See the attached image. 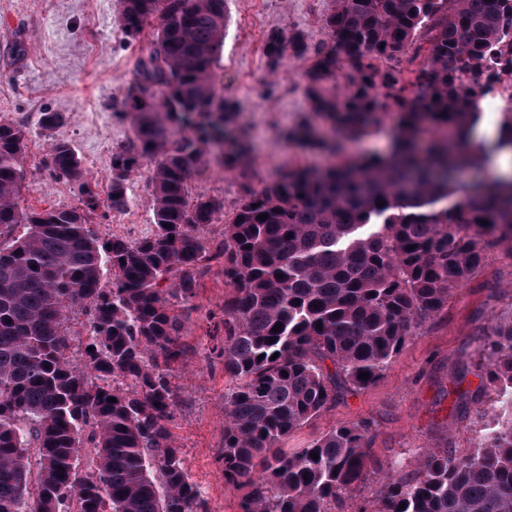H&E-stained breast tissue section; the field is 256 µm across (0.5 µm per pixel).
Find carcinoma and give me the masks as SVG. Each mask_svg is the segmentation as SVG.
I'll list each match as a JSON object with an SVG mask.
<instances>
[{
    "label": "carcinoma",
    "instance_id": "1",
    "mask_svg": "<svg viewBox=\"0 0 512 512\" xmlns=\"http://www.w3.org/2000/svg\"><path fill=\"white\" fill-rule=\"evenodd\" d=\"M118 9L129 40L152 37L122 100L133 141L112 153L106 198L56 140L50 171L77 187L80 206L21 208L28 132L0 121V512H206L174 447L172 371L189 352L195 288L215 267L230 291L221 315L209 314L222 334L211 353L236 381L224 394L225 488L240 492L238 512H339L371 472L368 426H340L305 448L283 442L374 385L487 251L512 244V175L459 179L512 152V108L496 140L472 148L465 137L484 89L512 75L502 31L512 0H335L328 40L311 56L302 33H271V74L290 54L310 56V112L285 138L339 163L297 165L260 188L238 104L216 72L225 0ZM392 118L387 154L346 156L348 142ZM211 146L241 179L229 214L224 198L190 191ZM147 161L154 232L99 238L91 216L124 210L127 182ZM213 224L220 238H204ZM77 312L90 313L89 329H72ZM482 351L496 391L482 447L427 451L410 479L390 466L374 509L358 512H512L511 315L494 319Z\"/></svg>",
    "mask_w": 512,
    "mask_h": 512
}]
</instances>
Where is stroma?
<instances>
[{"instance_id": "stroma-1", "label": "stroma", "mask_w": 512, "mask_h": 512, "mask_svg": "<svg viewBox=\"0 0 512 512\" xmlns=\"http://www.w3.org/2000/svg\"><path fill=\"white\" fill-rule=\"evenodd\" d=\"M334 0H226L229 17L221 55L224 94L238 103L239 122L252 140L249 162L259 181L277 179L304 152L281 132L308 112L302 77L304 60L288 58L279 68L272 94L262 92L269 76L266 37L279 30L303 32L310 46L325 42L322 24ZM140 43L120 29L117 0H0V119L29 131L23 161L20 205L26 209L78 206L74 185L54 179L49 145L66 140L83 162L85 176L106 192L112 153L130 144L132 130L121 114ZM58 112L61 126L42 130L40 116ZM194 192L223 197L233 205L241 193L232 172L205 164L191 180ZM128 205L120 212L100 209L91 222L100 237L138 239L154 224L146 175L127 186ZM227 289L220 272L201 280L193 314L185 328L191 350L174 367L181 403L172 423L192 480L210 512H237L236 492L224 486L220 462L224 394L232 387L222 364L211 358L216 340L209 312L219 311ZM512 311V253L488 251L477 272L454 289L448 309L411 341L371 387L347 395L291 434L287 447L301 448L329 430L370 423L375 461L368 480L346 497L344 512L375 500L385 470L400 461L406 477L417 474L429 449L450 447L465 454L480 442L493 411L495 392L485 378L482 335L494 317ZM466 392L464 412L453 409Z\"/></svg>"}]
</instances>
